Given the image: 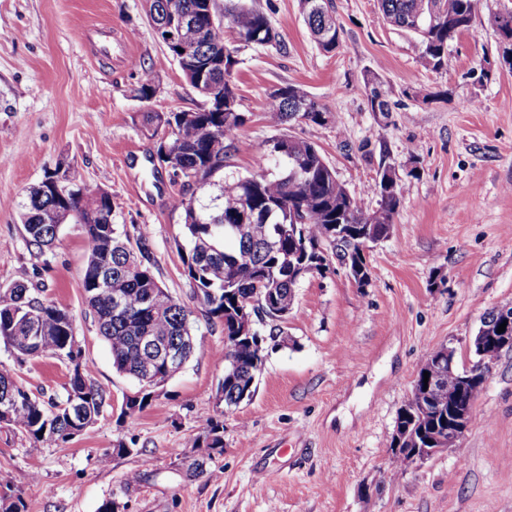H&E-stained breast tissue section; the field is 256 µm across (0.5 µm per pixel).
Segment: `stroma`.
Returning a JSON list of instances; mask_svg holds the SVG:
<instances>
[{
    "mask_svg": "<svg viewBox=\"0 0 512 512\" xmlns=\"http://www.w3.org/2000/svg\"><path fill=\"white\" fill-rule=\"evenodd\" d=\"M282 34L279 50L237 46L239 109L250 115L225 162L229 176L255 170L267 140L285 133L317 145L351 194L377 207L371 191L392 167L403 202L383 240L367 253L371 279L310 275L296 289L283 327L291 341L265 344L251 401L225 410L224 327L194 314L196 350L159 387L150 406L128 415L139 383L116 371L86 311L84 229L61 226L37 255L23 234L19 204L46 173L66 168L112 196V216L146 235L154 274L193 305L184 272L181 187L154 167L157 139L142 112L188 111L203 97L167 54L146 0H0V286L21 281L68 309L82 358L112 406L73 441L30 452L21 432L0 428V487L18 491L25 512H512V349L497 359L457 447L389 466L390 436L428 353L448 346L470 366L482 317L512 304V71L499 60L491 17L512 0H485L473 28L450 43L448 65L425 70L414 39L384 25L377 0H333L340 43L313 42L299 0H245ZM98 22L123 36L100 57ZM158 92L134 95L142 79ZM375 81L391 110L371 111ZM292 84L329 113L325 124L264 119L270 89ZM0 369L28 391L62 393L57 359L17 363L0 343ZM223 419L224 450L191 447L208 420ZM126 444L108 466L97 457ZM206 462L190 474L193 460Z\"/></svg>",
    "mask_w": 512,
    "mask_h": 512,
    "instance_id": "stroma-1",
    "label": "stroma"
}]
</instances>
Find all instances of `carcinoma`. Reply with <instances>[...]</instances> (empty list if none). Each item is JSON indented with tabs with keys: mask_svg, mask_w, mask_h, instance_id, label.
Returning <instances> with one entry per match:
<instances>
[{
	"mask_svg": "<svg viewBox=\"0 0 512 512\" xmlns=\"http://www.w3.org/2000/svg\"><path fill=\"white\" fill-rule=\"evenodd\" d=\"M215 0H177L189 22L179 32L180 41L199 51L201 60L225 51L224 97L238 102L234 84L235 50L224 46V31L209 28L207 3ZM384 22L399 27L419 17L407 31L415 37L419 62L427 70L440 71L448 62V44L473 28L483 9V0H377ZM304 21L318 48L334 52L339 43V25L331 0H300ZM224 24L240 41L257 47L285 48L280 32L261 11L236 4L224 9ZM284 89L288 100L268 96L267 121L281 127L297 118L322 125L328 112L294 85ZM373 112L390 111L385 92L365 85ZM150 128H171L170 152L179 160L173 176L193 187L190 195L173 198L172 205L184 214L185 246L182 259L193 284V299L208 319L224 326V379L221 391L224 408L230 410L252 399L264 365L263 340L257 325L272 322L269 335L277 337L279 304L288 301L297 285L295 269L327 254L331 261L370 278L361 238L386 235L402 203V187L382 193L375 209L351 194L339 181L317 146L294 139L288 145L265 146L256 159L257 171L248 176L210 181L224 168L235 141L249 117L240 111L209 112L201 107L192 120L182 121L177 112H146ZM275 162L278 172L266 173ZM67 200L76 211L97 208L111 212L102 190L80 183ZM27 243L43 255L53 248L60 230L58 209L62 198L47 186H33L20 204ZM267 225L263 235L259 227ZM87 264L82 282L84 300L100 336L110 347L113 366L120 373L138 378L148 351L138 338L151 336L159 342H180L192 336L194 311L163 288L154 274L155 259L148 239L134 238L118 230L103 217L101 224L84 225ZM263 294L264 304L245 312L254 293ZM122 296L124 309L116 311L112 301ZM74 318L55 302L31 295L23 282L0 289V341L12 348L19 363L35 357H52L68 367L64 393L46 400L26 390L6 371H0V400L7 399L11 418L7 424L32 441L31 450L51 441L57 445L73 440L93 425L112 398L96 384L73 332ZM502 349L489 348L474 357L471 368L490 371ZM435 361L426 358L413 385L411 396L400 409L390 437V466L398 474L408 459L421 448L448 438L453 430L451 410L476 406L483 380L475 376L466 388L460 378L466 371L453 368L435 380ZM429 380H424V372ZM193 447L209 454L222 453L224 423L211 420L193 441ZM0 512H24L20 495H0Z\"/></svg>",
	"mask_w": 512,
	"mask_h": 512,
	"instance_id": "1",
	"label": "carcinoma"
}]
</instances>
